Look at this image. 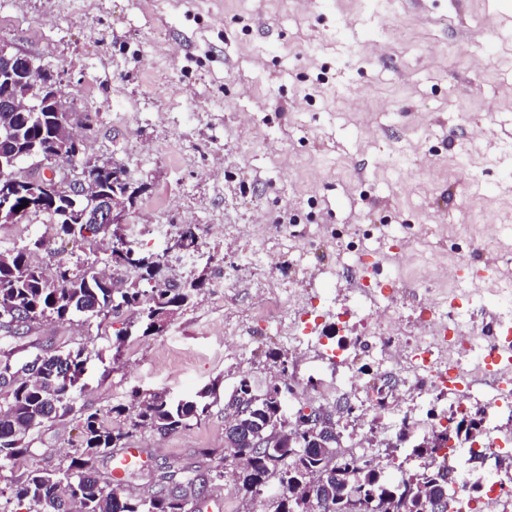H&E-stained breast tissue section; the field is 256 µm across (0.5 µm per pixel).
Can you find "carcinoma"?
<instances>
[{
	"mask_svg": "<svg viewBox=\"0 0 512 512\" xmlns=\"http://www.w3.org/2000/svg\"><path fill=\"white\" fill-rule=\"evenodd\" d=\"M10 116V134L0 136V160L20 162L41 155L50 162L57 129L52 112H0V120ZM95 174L96 195L85 199L51 186L35 188L36 195L19 194L16 205H26L33 214H42L55 239L83 241L94 248L101 239H110L104 250V267L82 265L60 260L50 271L33 259L39 251L49 249L51 240L39 236L24 244L0 249V327L8 336L16 334L12 323L25 327L38 321L64 322L75 316L106 322L126 308L143 321V334L158 333L163 318L179 310L209 284L208 273L191 277L185 288L165 279L167 256L145 252L102 224H83L74 216L94 209L112 198V170L90 166ZM178 238L187 252L198 250L200 243L195 225H183ZM133 267L138 279L118 284L114 275ZM87 360L85 348L51 353L44 357L45 370L33 372L25 368L9 369L0 362V471L13 467L15 461L32 455V435L44 423L64 418L75 412L84 392L80 379ZM248 378L238 382L239 402L232 414L236 423L224 428V438L231 450L242 457L243 465L235 473V483L243 497L258 501L271 481L278 484L274 512H290L289 487L284 481L296 478V465L308 474L319 475L325 459L341 447L340 423L333 419L310 439L291 435L294 424L305 415L299 410L292 417L285 410L286 396L274 394L251 402ZM206 388L195 397L169 400L152 394L148 397L133 392L134 413L126 406L112 408L123 421L108 422L96 412H80V439L73 451L57 463L47 462L30 467L25 475L9 486L12 497L28 504L27 512H188L184 496L177 493L131 497L116 491L112 483H102L95 467L96 459L112 448L125 447L126 441L143 429L161 436L187 428L206 412ZM279 422L283 436L274 447L263 451L252 447L248 436L266 430L267 424ZM307 449L304 457L294 451ZM386 465L379 461L372 468L349 463L343 474L326 480L328 498L341 503L355 493L371 512H423L429 498L448 497V479L443 468L426 464L416 469L408 482L393 483L384 474Z\"/></svg>",
	"mask_w": 512,
	"mask_h": 512,
	"instance_id": "1",
	"label": "carcinoma"
}]
</instances>
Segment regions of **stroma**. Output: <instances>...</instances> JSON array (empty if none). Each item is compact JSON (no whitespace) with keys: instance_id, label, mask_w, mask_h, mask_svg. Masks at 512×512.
<instances>
[{"instance_id":"1","label":"stroma","mask_w":512,"mask_h":512,"mask_svg":"<svg viewBox=\"0 0 512 512\" xmlns=\"http://www.w3.org/2000/svg\"><path fill=\"white\" fill-rule=\"evenodd\" d=\"M0 44L59 72L71 107L87 113L86 157L116 160L138 194L125 220L199 224L210 278L246 237L282 224H361L378 249L395 225L447 228L423 252L485 255L468 225L512 213V0H0ZM281 263L242 277L233 296L205 288L159 334H133L112 358L124 313L111 326L74 317L37 322L0 341L24 362L78 345L91 358L78 407L107 411L130 393L173 400L212 388L209 414L162 436L130 439L143 467L123 490L187 494L201 512H246L224 461V405L241 378L279 375L254 330ZM235 333H252L247 352ZM75 417L46 422L34 461L58 462L77 440Z\"/></svg>"}]
</instances>
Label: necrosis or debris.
Listing matches in <instances>:
<instances>
[{"instance_id":"1","label":"necrosis or debris","mask_w":512,"mask_h":512,"mask_svg":"<svg viewBox=\"0 0 512 512\" xmlns=\"http://www.w3.org/2000/svg\"><path fill=\"white\" fill-rule=\"evenodd\" d=\"M368 248L358 226L336 242V263L309 272L307 251L292 244L294 268L311 281L331 280L340 296L309 291L296 280L274 282L279 301L255 323L274 332L300 376L316 378L317 399L385 410L384 419L357 421L368 435L394 434L401 455L436 430L477 416L466 442L440 449L434 464L448 471L450 512H512V473L488 481L484 467L512 449V289L501 287L507 270L486 266L482 287L466 288L461 276L436 274L419 256L416 277L405 276L402 258L387 257V274L374 276L361 263ZM336 322L321 337L317 318Z\"/></svg>"}]
</instances>
